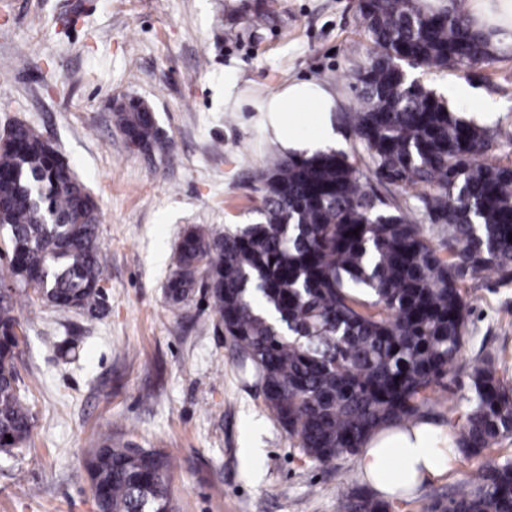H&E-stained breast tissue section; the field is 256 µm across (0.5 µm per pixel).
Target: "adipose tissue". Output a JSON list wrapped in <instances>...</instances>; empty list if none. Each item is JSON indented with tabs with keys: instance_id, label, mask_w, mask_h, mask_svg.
<instances>
[{
	"instance_id": "ef3b65f1",
	"label": "adipose tissue",
	"mask_w": 512,
	"mask_h": 512,
	"mask_svg": "<svg viewBox=\"0 0 512 512\" xmlns=\"http://www.w3.org/2000/svg\"><path fill=\"white\" fill-rule=\"evenodd\" d=\"M471 20L475 28L493 32L496 47H512V0H474ZM263 109L270 116L276 136L289 150L309 155L336 138V100L330 91L315 83H292L270 96ZM303 118L314 130L307 138L295 132ZM441 438L440 431L427 423L379 431L360 450L358 470L384 500L409 495L424 479L447 470L450 458Z\"/></svg>"
}]
</instances>
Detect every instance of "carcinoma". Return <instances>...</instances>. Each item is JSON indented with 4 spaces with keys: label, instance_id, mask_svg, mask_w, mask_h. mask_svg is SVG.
<instances>
[{
    "label": "carcinoma",
    "instance_id": "obj_1",
    "mask_svg": "<svg viewBox=\"0 0 512 512\" xmlns=\"http://www.w3.org/2000/svg\"><path fill=\"white\" fill-rule=\"evenodd\" d=\"M371 43L352 72L360 107L349 114L368 162L342 152L274 154L258 178V218L222 233L192 229L174 256L165 292L174 305L201 290L240 365L251 364L275 419L312 461L328 464L363 447L389 423L422 416L428 393L466 371L467 410L453 444L478 456L512 436V386L488 357L463 367L464 285L512 280V165L482 157L512 146L497 127L455 115L404 66L472 67L495 57L492 34L472 27L465 0H359ZM130 99L116 110L124 138L167 157L172 142ZM390 193L419 187L417 207ZM439 228L445 262L424 237ZM93 196L23 122L0 143V451L22 447L32 414L17 386L20 339L13 298L97 316L105 267ZM358 234H352L353 230ZM12 441H7V438ZM97 512H174L169 459L106 438L85 461ZM338 512H389L355 490ZM428 512H512V461L489 459Z\"/></svg>",
    "mask_w": 512,
    "mask_h": 512
}]
</instances>
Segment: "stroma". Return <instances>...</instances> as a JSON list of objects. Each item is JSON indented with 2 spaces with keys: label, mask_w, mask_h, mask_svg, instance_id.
<instances>
[{
  "label": "stroma",
  "mask_w": 512,
  "mask_h": 512,
  "mask_svg": "<svg viewBox=\"0 0 512 512\" xmlns=\"http://www.w3.org/2000/svg\"><path fill=\"white\" fill-rule=\"evenodd\" d=\"M357 0H0V129L21 121L52 144L100 208L107 298L97 318L20 298L15 366L34 416L25 448L0 454V512H96L84 469L104 437L155 448L171 460L175 512H337L362 488L357 456L306 457L266 407L205 295L171 305L172 256L193 227L254 222L253 175L279 153L257 103L295 81L338 99L337 149L366 156L342 118L367 54ZM446 94L460 115L512 133V49L469 69H409ZM137 98L154 111L175 161H147L118 130L114 111ZM463 362L490 356L512 382V280L469 281ZM68 339L61 356L51 339ZM469 380L447 379L424 419L453 436ZM484 457L453 453L390 512H424L474 475Z\"/></svg>",
  "instance_id": "obj_1"
}]
</instances>
